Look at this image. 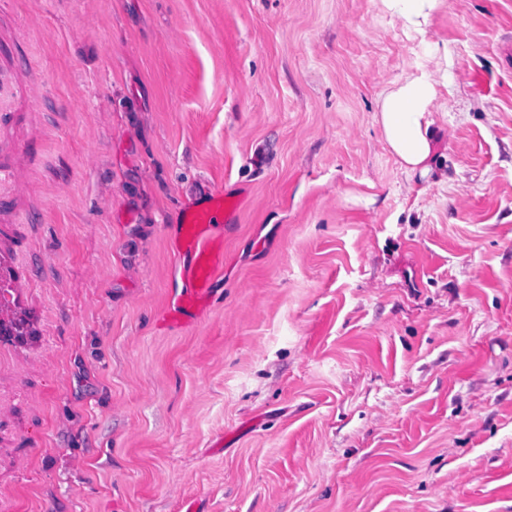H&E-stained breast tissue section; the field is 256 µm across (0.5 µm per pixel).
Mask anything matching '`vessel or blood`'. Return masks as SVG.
Instances as JSON below:
<instances>
[{
	"label": "vessel or blood",
	"instance_id": "1",
	"mask_svg": "<svg viewBox=\"0 0 512 512\" xmlns=\"http://www.w3.org/2000/svg\"><path fill=\"white\" fill-rule=\"evenodd\" d=\"M214 221V215L208 210L193 211L186 216L182 245L192 255V261L185 270L192 284L186 299L190 306L207 296L214 274L224 259L223 252L215 249L207 235V228Z\"/></svg>",
	"mask_w": 512,
	"mask_h": 512
}]
</instances>
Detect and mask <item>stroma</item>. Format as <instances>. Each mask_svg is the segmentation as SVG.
Returning <instances> with one entry per match:
<instances>
[{
	"instance_id": "obj_1",
	"label": "stroma",
	"mask_w": 512,
	"mask_h": 512,
	"mask_svg": "<svg viewBox=\"0 0 512 512\" xmlns=\"http://www.w3.org/2000/svg\"><path fill=\"white\" fill-rule=\"evenodd\" d=\"M432 30L423 175L380 0H0V512H512V0ZM384 11L397 18L408 39L416 43L426 62L418 65L402 81L394 82L378 100V122L384 141L400 166L408 172L424 174L430 169L436 142L433 104L445 91L454 92V82L448 78V69L438 66L442 59L448 62V41L431 37L432 17L443 0H380ZM216 219L210 210L193 211L186 215V225L182 235V246L193 254L184 273L192 284L186 304L201 302L208 294L214 274L224 259V253L216 251L212 240L207 236V226Z\"/></svg>"
}]
</instances>
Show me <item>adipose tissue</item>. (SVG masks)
Wrapping results in <instances>:
<instances>
[{
  "mask_svg": "<svg viewBox=\"0 0 512 512\" xmlns=\"http://www.w3.org/2000/svg\"><path fill=\"white\" fill-rule=\"evenodd\" d=\"M385 12L397 18L408 39L424 57L423 64L393 83L378 100V122L384 141L400 166L409 172H428L436 142L432 106L454 83L437 63L449 58L446 41L431 36L432 17L442 0H381Z\"/></svg>",
  "mask_w": 512,
  "mask_h": 512,
  "instance_id": "adipose-tissue-1",
  "label": "adipose tissue"
}]
</instances>
